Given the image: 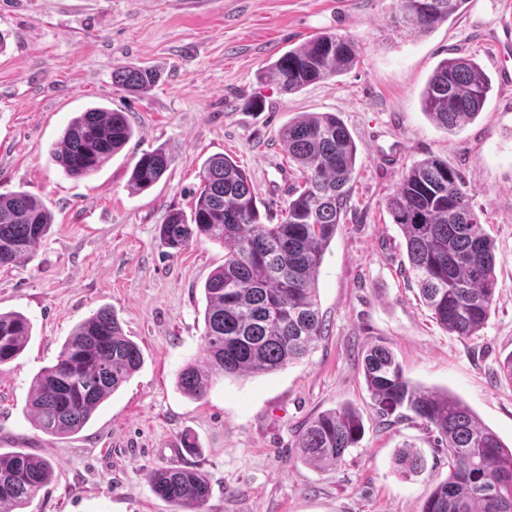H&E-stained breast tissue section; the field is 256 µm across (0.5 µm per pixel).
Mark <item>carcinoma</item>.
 I'll list each match as a JSON object with an SVG mask.
<instances>
[{"label": "carcinoma", "instance_id": "cac0c4a2", "mask_svg": "<svg viewBox=\"0 0 512 512\" xmlns=\"http://www.w3.org/2000/svg\"><path fill=\"white\" fill-rule=\"evenodd\" d=\"M465 3L394 0L389 21L422 36ZM356 61L352 40L323 33L280 56L270 74L283 92L295 93L341 75ZM157 78L146 66L112 71V84L128 93L146 90ZM490 87L472 59L445 58L422 91V110L438 126L455 129L482 111ZM134 133L126 113L88 107L70 120L51 155L68 177H88ZM278 138L304 178L278 223L263 222L248 175L223 155L202 164V191L191 215L173 210L160 225L161 244L176 253L198 238L224 246V264L204 284V360L186 364L178 376L191 397H202L216 376L246 378L284 369L308 356L324 333L316 301L318 271L347 203L359 147L334 112H305L282 126ZM169 165L162 149L143 153L133 166L131 189L150 188ZM386 206L405 241L408 273L432 318L451 335H478L493 308L496 247L459 171L429 156L409 169ZM51 224L40 198L24 190L0 194V267L31 257ZM31 336L27 317L0 312V366L15 359ZM142 364L138 344L125 336L114 313L103 309L79 323L56 362L36 375L28 412L48 435L74 434ZM363 373L379 414L398 411L406 420H421L438 432L448 452V477L431 490L421 512H512V449L460 399L411 382L382 345L367 351ZM363 432L355 410L333 409L308 423L296 447L312 464L337 466ZM396 465L404 478L426 468L412 443L403 445ZM51 471L50 462L35 454L0 452V509L22 508L45 487ZM148 481L156 495L180 507H198L210 495L208 478L193 468L155 469Z\"/></svg>", "mask_w": 512, "mask_h": 512}]
</instances>
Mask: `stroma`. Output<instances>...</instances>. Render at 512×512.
I'll list each match as a JSON object with an SVG mask.
<instances>
[{
	"label": "stroma",
	"mask_w": 512,
	"mask_h": 512,
	"mask_svg": "<svg viewBox=\"0 0 512 512\" xmlns=\"http://www.w3.org/2000/svg\"><path fill=\"white\" fill-rule=\"evenodd\" d=\"M392 0H0V193L39 197L54 222L34 256L0 268V312L32 323V336L0 367V450L49 459L52 478L21 512H176L149 485L151 470L191 466L210 496L196 512H421L448 475V455L421 423L380 416L362 375L366 349L387 347L416 384L446 391L512 448V86L498 39L512 0H467L424 36L392 28ZM323 32L353 40L355 66L288 94L266 71ZM472 56L491 80L482 111L449 131L421 108V92L450 49ZM123 65L154 68L156 83L130 95L112 84ZM128 113L135 134L97 173L63 174L50 149L90 104ZM303 112H333L360 148L335 237L319 268L326 330L311 355L245 379L215 378L200 398L178 374L203 357L204 283L224 248L195 240L179 252L158 228L191 213L198 172L233 158L261 214L279 220L302 183L278 131ZM164 148L163 178L131 192L143 152ZM437 156L457 168L496 244L492 314L460 339L432 319L404 269L405 249L386 198L415 163ZM115 312L142 350L141 368L77 433L52 436L32 422L35 376L52 365L77 324ZM349 406L364 435L338 467L316 469L296 446L319 412ZM415 443L427 467L410 480L395 454ZM193 452H186V443Z\"/></svg>",
	"instance_id": "obj_1"
}]
</instances>
